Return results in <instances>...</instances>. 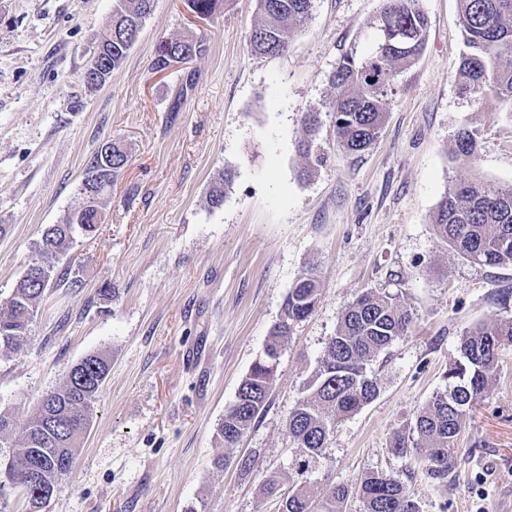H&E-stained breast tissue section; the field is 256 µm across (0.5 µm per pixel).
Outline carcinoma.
Listing matches in <instances>:
<instances>
[{
	"mask_svg": "<svg viewBox=\"0 0 512 512\" xmlns=\"http://www.w3.org/2000/svg\"><path fill=\"white\" fill-rule=\"evenodd\" d=\"M460 26L466 53L460 65V91L478 94L498 103L512 102V0H458ZM155 0H113L112 22L101 39L100 65L114 72L137 41ZM189 8L211 17L220 0H187ZM262 21L251 30L248 47L259 57L287 50L292 35L305 29L312 18L314 0H257ZM373 32L359 51L344 56L331 75L336 89L334 114L336 145L350 154L369 150L379 138L386 106L396 93V77L416 61L427 43L428 17L419 0H383L372 25ZM203 41L195 38L163 43L152 60V70L168 67L175 56L200 53ZM305 138L297 152L310 162H321L315 146L320 120L315 112L305 114ZM477 150V134L468 128L454 135L456 159L467 161ZM128 162L119 140L104 143L91 159L78 191L86 197L114 183ZM230 181L224 173L212 184L208 203L224 204ZM103 197L65 213L47 225L35 247V258L16 284L0 314V354L19 346L28 334L39 305L51 286L82 287L78 275L60 266L63 255L77 238L90 236L100 224ZM437 236L460 257L488 267L512 265V186L495 187L461 181L446 191L434 213ZM320 289L305 273L288 291L281 320L272 331L264 356L257 359L242 380L236 400L224 414L218 435L224 447L236 445L262 416L273 384L269 367L279 357L281 342L298 323L314 312ZM414 312L405 300L391 294L366 290L345 310L336 333L325 344L308 394L288 412L286 427L301 457H318L328 447L338 420L348 417L377 396L378 386L366 369L368 361L395 340L408 335ZM512 342V322L496 316L462 336L459 357L448 367V387L436 394L416 416L407 433L393 437L391 448L400 457L415 456L433 481L446 485L448 475L461 463L457 446L466 429L468 411L495 376L502 344ZM110 371V361L92 354L75 364L65 381L46 392V410L35 409L19 426L0 413V434H19L7 445L0 444V461L16 477L13 487L0 491V501L21 493L31 512H41L68 475L81 439L92 421L100 389ZM356 498L363 512H420L417 501L400 480L373 471L358 483L332 484L320 499L310 497L295 485L282 499L281 512H342L344 503Z\"/></svg>",
	"mask_w": 512,
	"mask_h": 512,
	"instance_id": "carcinoma-1",
	"label": "carcinoma"
}]
</instances>
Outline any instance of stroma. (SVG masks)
I'll return each mask as SVG.
<instances>
[{"label": "stroma", "mask_w": 512, "mask_h": 512, "mask_svg": "<svg viewBox=\"0 0 512 512\" xmlns=\"http://www.w3.org/2000/svg\"><path fill=\"white\" fill-rule=\"evenodd\" d=\"M419 5L425 50L399 76L377 142L349 154L336 146L330 76L366 42L381 0H315L305 29L273 57L247 49L255 0H224L205 20L184 0H156L123 65L97 88L82 73L112 0H0V303L42 228L81 206L77 187L97 149L116 138L130 155L97 233L62 258L82 288L47 290L19 349L0 357V412L18 421L83 358H110L74 468L42 512H279V497L263 490L269 475L317 497L371 471L400 478L421 512H512V346L467 417L447 485L390 451L444 390L461 337L491 315L512 317V298H502L512 266L471 263L433 227L455 183L512 186V103L460 93L458 0ZM188 34L202 39L200 55L155 73L159 46ZM189 72L196 84L182 99ZM312 111L324 160L306 177L296 144ZM463 127L478 134L467 162L453 154ZM227 170L224 205L210 208L211 183ZM308 271L318 305L283 342L262 417L225 447L217 428ZM368 289L404 299L413 329L368 362L375 400L337 423L324 454L297 472L288 412Z\"/></svg>", "instance_id": "stroma-1"}]
</instances>
